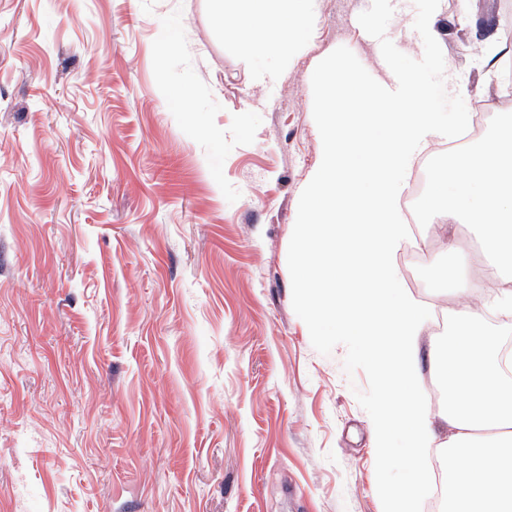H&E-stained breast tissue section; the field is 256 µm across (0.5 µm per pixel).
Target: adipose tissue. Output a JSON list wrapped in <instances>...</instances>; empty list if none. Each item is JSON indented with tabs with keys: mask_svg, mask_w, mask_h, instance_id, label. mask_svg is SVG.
Wrapping results in <instances>:
<instances>
[{
	"mask_svg": "<svg viewBox=\"0 0 512 512\" xmlns=\"http://www.w3.org/2000/svg\"><path fill=\"white\" fill-rule=\"evenodd\" d=\"M301 0H230L235 33L251 53L281 51L311 22ZM460 177L457 192L445 203L449 222L464 219L480 225L485 257L483 275L450 283L456 295L470 296L494 284L512 304V116L499 121L478 148L451 159Z\"/></svg>",
	"mask_w": 512,
	"mask_h": 512,
	"instance_id": "obj_1",
	"label": "adipose tissue"
}]
</instances>
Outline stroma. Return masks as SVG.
<instances>
[{
  "label": "stroma",
  "instance_id": "35a3bbf8",
  "mask_svg": "<svg viewBox=\"0 0 512 512\" xmlns=\"http://www.w3.org/2000/svg\"><path fill=\"white\" fill-rule=\"evenodd\" d=\"M371 3L310 0L257 56L226 0H0V512H382L367 376L313 348L287 261L312 74L344 46L378 76ZM498 3L440 19L449 81L495 85L465 104L496 117L512 79L474 24ZM391 4L421 58L432 0ZM504 51V53L499 56V53ZM511 54L510 46H507L502 39H498L495 33L489 35L483 43V48L481 51L480 61L481 68L486 69L487 71L494 70L498 64V62L507 55Z\"/></svg>",
  "mask_w": 512,
  "mask_h": 512
}]
</instances>
